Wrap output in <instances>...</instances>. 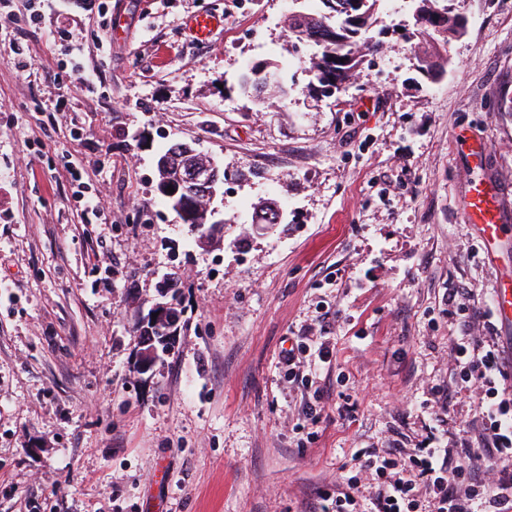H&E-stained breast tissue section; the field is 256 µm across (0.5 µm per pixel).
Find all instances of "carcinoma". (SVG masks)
<instances>
[{
    "mask_svg": "<svg viewBox=\"0 0 512 512\" xmlns=\"http://www.w3.org/2000/svg\"><path fill=\"white\" fill-rule=\"evenodd\" d=\"M382 0H335L334 15L303 13L300 17L288 15V32L297 41H306L315 52L310 61L311 79L307 91L325 93L330 89L341 90L353 84L366 58L382 53L383 44L373 39L369 32L379 19ZM416 28L407 38L417 39L414 54L418 70L434 80L442 72L438 61L439 43H448V34H460L466 29L467 20L460 14H451L450 0H410ZM263 62H250L238 82L240 93L246 97L253 91L267 89L265 76L261 75ZM207 200L198 196L190 217L177 213L182 223L195 224L206 234L214 228L207 224ZM253 215L260 224H273L277 213L269 200L253 206Z\"/></svg>",
    "mask_w": 512,
    "mask_h": 512,
    "instance_id": "1",
    "label": "carcinoma"
}]
</instances>
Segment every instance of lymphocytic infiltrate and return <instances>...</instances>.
<instances>
[{"label": "lymphocytic infiltrate", "instance_id": "lymphocytic-infiltrate-1", "mask_svg": "<svg viewBox=\"0 0 512 512\" xmlns=\"http://www.w3.org/2000/svg\"><path fill=\"white\" fill-rule=\"evenodd\" d=\"M458 372L456 391L474 393L479 409L466 425L477 435L478 450L471 459L476 470L467 482H458L462 470L448 448H421L402 456L397 449L370 452L360 459L344 490L335 500L321 504L319 512H420L419 486L433 499V512H512V386L498 347L479 339L461 338L450 349ZM377 485L367 506H360L352 490L364 478Z\"/></svg>", "mask_w": 512, "mask_h": 512}]
</instances>
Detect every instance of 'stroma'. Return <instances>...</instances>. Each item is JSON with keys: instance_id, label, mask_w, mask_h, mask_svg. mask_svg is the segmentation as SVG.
<instances>
[{"instance_id": "1", "label": "stroma", "mask_w": 512, "mask_h": 512, "mask_svg": "<svg viewBox=\"0 0 512 512\" xmlns=\"http://www.w3.org/2000/svg\"><path fill=\"white\" fill-rule=\"evenodd\" d=\"M287 2L0 0V512H316L357 450L434 431L464 458L476 399L433 404L453 342L512 349V326L478 315L512 238L490 257L464 217L484 178L512 225V0H454L467 31L435 81L405 0L384 6L385 53L329 96L305 90L313 50ZM202 12L224 18L205 43L185 28ZM248 60L290 62L289 96L240 95ZM176 142L228 175L206 240L156 190ZM267 194L287 219L259 234ZM166 278L181 330L142 375L137 327ZM453 293L473 312L450 313ZM312 336L331 354L311 440L280 356Z\"/></svg>"}]
</instances>
